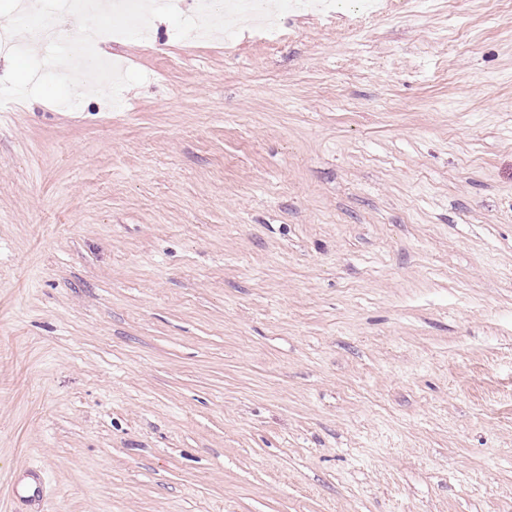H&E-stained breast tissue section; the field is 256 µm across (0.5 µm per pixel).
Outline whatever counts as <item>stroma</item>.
I'll return each instance as SVG.
<instances>
[{
	"instance_id": "stroma-1",
	"label": "stroma",
	"mask_w": 512,
	"mask_h": 512,
	"mask_svg": "<svg viewBox=\"0 0 512 512\" xmlns=\"http://www.w3.org/2000/svg\"><path fill=\"white\" fill-rule=\"evenodd\" d=\"M152 27L0 112V512H512V0Z\"/></svg>"
}]
</instances>
